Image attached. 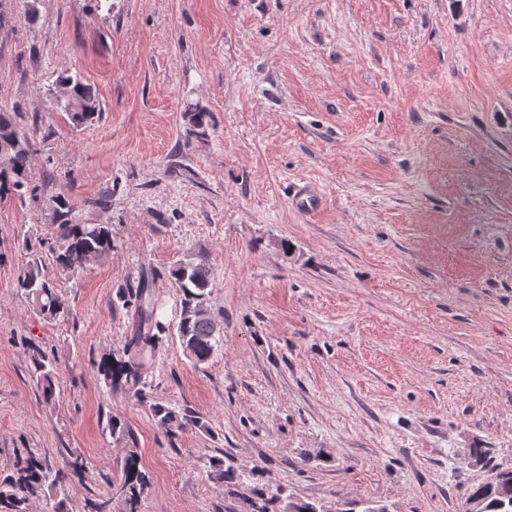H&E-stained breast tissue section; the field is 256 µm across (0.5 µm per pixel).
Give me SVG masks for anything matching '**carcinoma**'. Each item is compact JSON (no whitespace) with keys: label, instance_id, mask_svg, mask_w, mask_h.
<instances>
[{"label":"carcinoma","instance_id":"carcinoma-1","mask_svg":"<svg viewBox=\"0 0 512 512\" xmlns=\"http://www.w3.org/2000/svg\"><path fill=\"white\" fill-rule=\"evenodd\" d=\"M55 86L67 92L63 108L73 123L81 126L92 120L100 109L99 98L80 74L61 72ZM23 114L0 110V199L23 198L33 194L30 185L35 141L22 127ZM188 124L195 131L209 125L211 114L200 107L185 112ZM49 226L53 242L49 254L31 253L17 277V288L33 311L48 322H63L70 318V309L48 272L53 266L62 272H79L102 264L112 256L113 235L110 224H88L75 213L70 199L64 194L48 198ZM182 293L179 321L174 337L186 358L199 367L214 357L220 345V329L208 308V298L214 287V274L204 261H182L175 270ZM118 298L123 306L133 309V330L125 337L122 350L101 356L96 364L99 383L110 391H123L146 401L150 398L149 364L155 353L168 339L170 328L158 314L149 286L122 288ZM30 373L41 392L43 402H56V361L39 345L29 348ZM156 422L167 438L175 441L188 430L209 431L204 418L187 404L154 400L149 404ZM107 430L116 443L126 448L118 466L116 487L123 512H141L143 498L151 486V476L141 463L133 430L125 422L112 418ZM86 459L77 451L65 450L61 464L52 462L39 450H27L15 456L12 464L0 472V512H30L35 500L45 501L46 512H69L68 503L54 495L56 486L66 480L85 477ZM210 481L217 485L235 484L241 475L224 461L214 459L209 469ZM469 495L483 502L485 512H512V479L491 486L478 485ZM278 497L260 493L245 502L243 512H278ZM84 512H112V493L106 492L85 500Z\"/></svg>","mask_w":512,"mask_h":512}]
</instances>
